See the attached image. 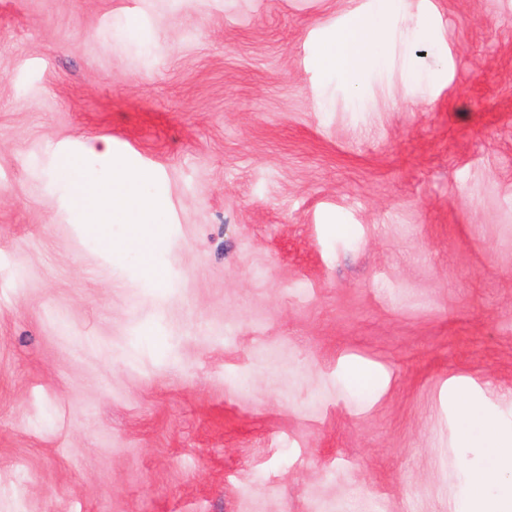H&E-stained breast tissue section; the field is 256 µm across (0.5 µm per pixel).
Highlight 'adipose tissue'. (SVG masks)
<instances>
[{"label":"adipose tissue","mask_w":512,"mask_h":512,"mask_svg":"<svg viewBox=\"0 0 512 512\" xmlns=\"http://www.w3.org/2000/svg\"><path fill=\"white\" fill-rule=\"evenodd\" d=\"M401 5L402 0H376L370 12L349 20L322 48L317 68L354 83L382 64L379 49L390 39L387 23ZM113 155L111 141L100 139L85 143L84 166H60L72 201L104 248H112L116 224L124 225L128 241L160 245L157 226L167 211L166 197L146 191V171L115 162ZM452 406L459 447L480 449L481 456L458 469L450 512H512V428L465 388L454 390Z\"/></svg>","instance_id":"obj_1"}]
</instances>
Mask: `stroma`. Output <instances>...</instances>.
<instances>
[{
  "instance_id": "35a3bbf8",
  "label": "stroma",
  "mask_w": 512,
  "mask_h": 512,
  "mask_svg": "<svg viewBox=\"0 0 512 512\" xmlns=\"http://www.w3.org/2000/svg\"><path fill=\"white\" fill-rule=\"evenodd\" d=\"M373 6L0 0V512H449L451 384L512 421V0H405L350 90ZM101 138L163 247L62 202ZM402 2L376 0L370 12L349 20L319 52L316 67L341 74L355 88L362 75L382 64L383 57L375 48L389 42L387 23L400 10Z\"/></svg>"
}]
</instances>
